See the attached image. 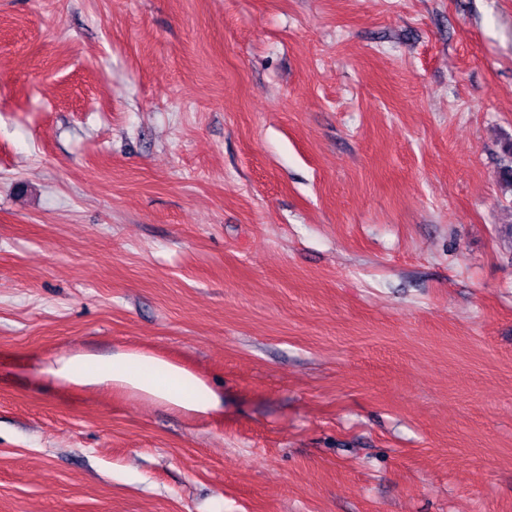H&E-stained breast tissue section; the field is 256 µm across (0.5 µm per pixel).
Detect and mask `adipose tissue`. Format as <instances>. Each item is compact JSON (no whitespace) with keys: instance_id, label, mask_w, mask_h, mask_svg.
<instances>
[{"instance_id":"adipose-tissue-1","label":"adipose tissue","mask_w":512,"mask_h":512,"mask_svg":"<svg viewBox=\"0 0 512 512\" xmlns=\"http://www.w3.org/2000/svg\"><path fill=\"white\" fill-rule=\"evenodd\" d=\"M46 372L69 387L110 385L195 417H208L222 406L220 395L199 375L163 358L135 351L108 357L62 353L50 360Z\"/></svg>"}]
</instances>
